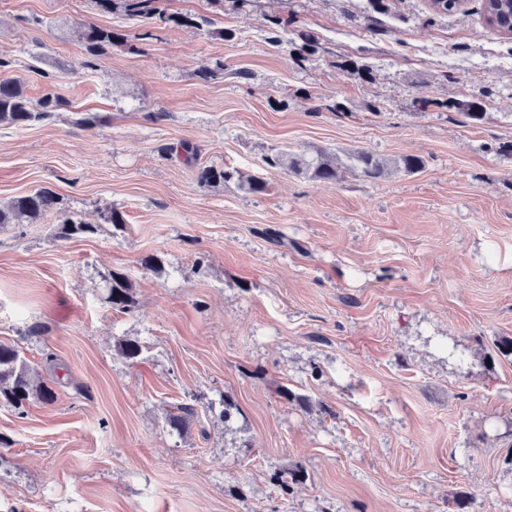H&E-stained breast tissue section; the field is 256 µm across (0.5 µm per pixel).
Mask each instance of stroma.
Masks as SVG:
<instances>
[{"mask_svg":"<svg viewBox=\"0 0 512 512\" xmlns=\"http://www.w3.org/2000/svg\"><path fill=\"white\" fill-rule=\"evenodd\" d=\"M385 2L158 0L157 25L0 0V59L32 104L60 101L0 125V203L48 187L99 227L0 224V342L56 392L0 406V512H456L461 493L468 512H512V357L492 346L512 336V35L480 0L435 19L427 0ZM273 17L290 45L269 42ZM87 24L123 37L89 67ZM305 33L321 47L293 62ZM218 58L223 76L194 78ZM183 142L240 179L199 184ZM316 148L425 166L328 184L264 163ZM115 270L138 312L106 302ZM199 392L231 396L233 419L171 431ZM98 225L85 224L74 215H69L58 223L57 238L61 240L96 234Z\"/></svg>","mask_w":512,"mask_h":512,"instance_id":"1","label":"stroma"}]
</instances>
